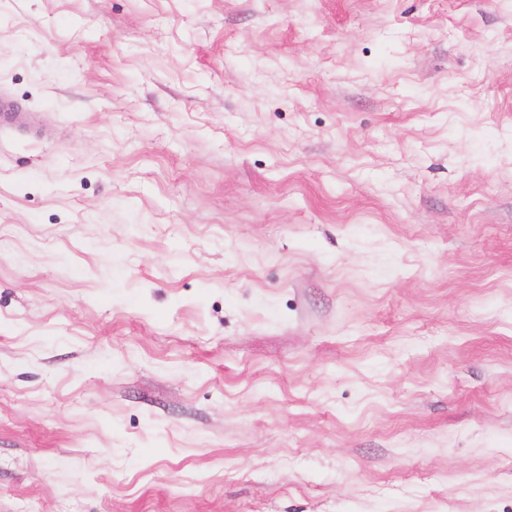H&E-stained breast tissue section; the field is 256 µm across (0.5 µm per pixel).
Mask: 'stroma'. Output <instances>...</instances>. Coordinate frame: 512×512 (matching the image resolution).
Segmentation results:
<instances>
[{
  "instance_id": "35a3bbf8",
  "label": "stroma",
  "mask_w": 512,
  "mask_h": 512,
  "mask_svg": "<svg viewBox=\"0 0 512 512\" xmlns=\"http://www.w3.org/2000/svg\"><path fill=\"white\" fill-rule=\"evenodd\" d=\"M0 512H512V0H0ZM32 115L28 110L17 106L13 101L0 96V126L16 129L27 127L31 124Z\"/></svg>"
}]
</instances>
